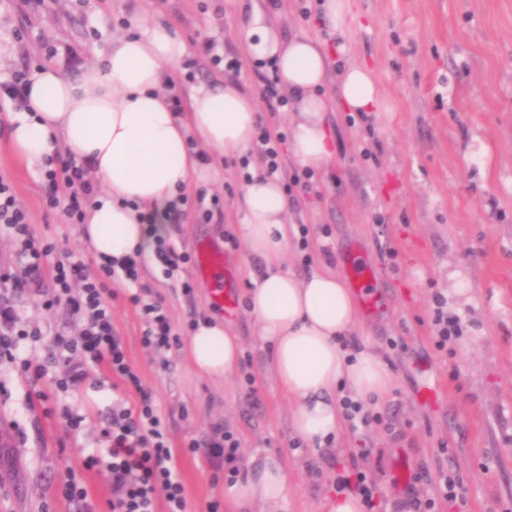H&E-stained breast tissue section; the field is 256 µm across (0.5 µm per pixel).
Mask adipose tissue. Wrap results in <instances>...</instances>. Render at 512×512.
Masks as SVG:
<instances>
[{
	"label": "adipose tissue",
	"instance_id": "1",
	"mask_svg": "<svg viewBox=\"0 0 512 512\" xmlns=\"http://www.w3.org/2000/svg\"><path fill=\"white\" fill-rule=\"evenodd\" d=\"M244 36L253 58L276 62L292 109V157L306 167L333 164L328 115L337 102L353 112L372 111L380 95L372 71L361 64L343 67L331 99L322 92L329 57L319 41L302 34L283 37L259 9ZM185 51L177 32L163 24L115 37L103 61L77 77L51 64L35 69L32 111L8 115L11 143L29 168H42L62 147L84 159L104 185L106 199L90 207L82 226L97 259L152 258L167 227L160 223L144 232L142 212L163 207L179 188L219 179L217 168L200 163L190 140L220 155H240L255 137V101L229 81L196 86L186 116L170 111L169 74ZM239 205L244 213L239 234L262 267L245 291L246 310L278 386L296 401L292 435L311 449L323 448L343 427L337 388L377 399L391 389L393 376L371 345L353 354L340 345L339 336L358 327L359 312L336 272L285 269L283 253L294 229L280 179L253 171ZM182 351L198 376L221 381L238 366L243 346L230 324L209 317L193 324ZM290 488L291 473L278 455L253 456L225 486L224 508L254 512L259 505H278Z\"/></svg>",
	"mask_w": 512,
	"mask_h": 512
}]
</instances>
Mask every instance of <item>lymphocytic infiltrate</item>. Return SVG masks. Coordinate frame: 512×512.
<instances>
[{
	"mask_svg": "<svg viewBox=\"0 0 512 512\" xmlns=\"http://www.w3.org/2000/svg\"><path fill=\"white\" fill-rule=\"evenodd\" d=\"M41 180L45 207L60 211L72 224L83 223L84 206L100 193L86 162L69 152L58 150L49 156ZM0 234L15 245L16 268L7 276L11 288L29 290L45 308L64 307L79 322L77 336L58 337L49 351L51 360L66 364L67 383L79 385L97 368L135 396L131 405L113 407L104 430V454L88 455L84 461L86 469L107 474L112 512H156L160 498L167 512H185L184 485L168 430L112 323L111 285L120 279L132 286L128 301L141 318L143 346L162 355L177 341L162 299L140 282V261L131 257L93 267L82 253L61 251L55 244L36 239L27 211L18 204L11 183L1 177ZM38 334V329L24 328L9 298L0 296V363H19L30 373L31 397L43 403L47 400L39 386L45 376L43 366L19 359L17 354L19 337Z\"/></svg>",
	"mask_w": 512,
	"mask_h": 512,
	"instance_id": "lymphocytic-infiltrate-1",
	"label": "lymphocytic infiltrate"
}]
</instances>
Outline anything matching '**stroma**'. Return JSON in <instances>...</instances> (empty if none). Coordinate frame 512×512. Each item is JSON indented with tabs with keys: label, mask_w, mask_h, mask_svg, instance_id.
Instances as JSON below:
<instances>
[{
	"label": "stroma",
	"mask_w": 512,
	"mask_h": 512,
	"mask_svg": "<svg viewBox=\"0 0 512 512\" xmlns=\"http://www.w3.org/2000/svg\"><path fill=\"white\" fill-rule=\"evenodd\" d=\"M227 0H0V71L23 61L44 64L45 46L58 54L54 65L69 75L101 61L124 21L175 28L186 59L202 43H215L225 57L245 53L247 13L227 10ZM280 30L322 40L330 53L328 94L334 73L351 62L367 65L380 89L373 112L333 110L329 125L337 160L298 193L289 221L308 228L307 249L291 244L287 267L343 270V256L359 245L363 261L377 273V306L346 342L373 345L394 377L390 392L368 403L379 420L343 428L336 443L313 451L296 442L289 428L295 401L267 369L244 305L217 311L210 290L195 282L192 296L144 261L142 279L168 310L177 335L192 320L221 314L242 339L240 363L227 379L195 374L180 348L157 357L141 343L142 324L126 302V287L112 286V322L143 386L164 417L185 487L187 512H208L223 502L226 475L192 453L212 424H223L239 443L238 457L276 453L293 474L288 499L276 512H327L341 471H363L382 493L374 512H403L410 489H425V475L445 473L461 482L465 509L438 501L435 512H512V0H354L353 19L337 31L325 24L319 0H254ZM346 52H339V45ZM236 81L257 100L259 121L287 132L288 112L270 111L259 98L261 73L244 67L181 71L176 91L189 100L194 87ZM221 178L206 187L219 197L210 223L196 220L187 205L183 223L168 238L181 251L199 242L224 253V276L244 295L259 265L249 257L236 224L244 215L238 199L244 183L238 160L219 164ZM11 182L25 207L33 234L87 252L81 227L47 210L39 173L12 151L0 127V175ZM23 324L40 329L39 340L19 345L20 357L42 363L58 335L73 336L77 323L64 308L44 309L24 292L11 296ZM458 323L447 346L438 347L437 316ZM62 365H53L41 387L56 416L32 405L27 374L0 365V432L10 442L0 450V512H81L63 493L66 471L88 490L95 512H112L104 474L83 467L100 451L101 431L122 387L91 377L62 387ZM83 415L79 428L58 418ZM369 449L368 458L355 456Z\"/></svg>",
	"instance_id": "1"
}]
</instances>
